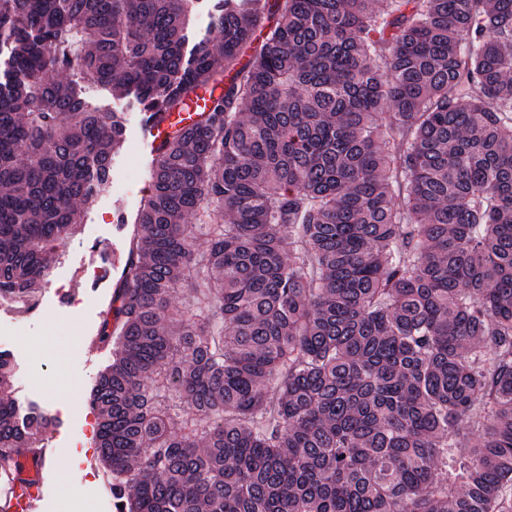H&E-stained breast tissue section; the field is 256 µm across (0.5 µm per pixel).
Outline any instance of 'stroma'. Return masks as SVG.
<instances>
[{
  "label": "stroma",
  "mask_w": 512,
  "mask_h": 512,
  "mask_svg": "<svg viewBox=\"0 0 512 512\" xmlns=\"http://www.w3.org/2000/svg\"><path fill=\"white\" fill-rule=\"evenodd\" d=\"M89 109L118 113L125 143L112 157L107 186L84 208L75 233L57 249L51 276L35 294L34 305L17 312L0 307V322L23 314L29 323L14 339L11 395L20 406H36L53 420L44 436L54 459L52 474L35 501L36 512H78L83 499L110 498L106 479H91L97 467L94 416L89 395L112 352L94 346L115 277L96 287L88 269L117 268L125 256L136 215L151 186L153 152L143 128L145 112L135 94L114 95L111 88L73 73ZM82 298L81 308L68 305Z\"/></svg>",
  "instance_id": "obj_1"
}]
</instances>
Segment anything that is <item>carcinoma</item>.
I'll list each match as a JSON object with an SVG mask.
<instances>
[{
  "instance_id": "carcinoma-1",
  "label": "carcinoma",
  "mask_w": 512,
  "mask_h": 512,
  "mask_svg": "<svg viewBox=\"0 0 512 512\" xmlns=\"http://www.w3.org/2000/svg\"><path fill=\"white\" fill-rule=\"evenodd\" d=\"M0 0V292L32 295L158 120L95 344L117 512H512V0ZM263 13L259 30L253 17ZM251 54H246V51ZM49 419L0 397V468ZM197 1L187 33L185 46L187 57L198 45L219 42L218 33L213 26L214 2L211 0ZM209 98L210 91L208 89H201L198 91L197 95L187 103L183 112H173L162 122L151 121L148 125V133L152 137V144L155 146L165 137V135L170 131L171 124L186 123L190 116H193L199 108L207 104Z\"/></svg>"
}]
</instances>
